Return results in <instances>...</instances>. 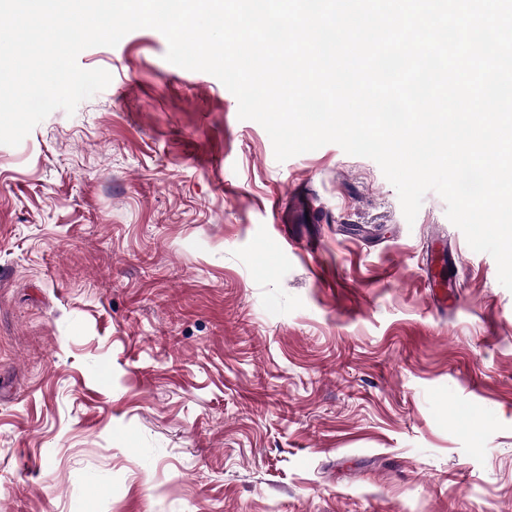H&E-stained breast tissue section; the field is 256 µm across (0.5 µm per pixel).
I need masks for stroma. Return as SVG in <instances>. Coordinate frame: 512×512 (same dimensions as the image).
<instances>
[{"mask_svg": "<svg viewBox=\"0 0 512 512\" xmlns=\"http://www.w3.org/2000/svg\"><path fill=\"white\" fill-rule=\"evenodd\" d=\"M166 52L81 51L110 84L0 145V512H512L494 258Z\"/></svg>", "mask_w": 512, "mask_h": 512, "instance_id": "35a3bbf8", "label": "stroma"}]
</instances>
